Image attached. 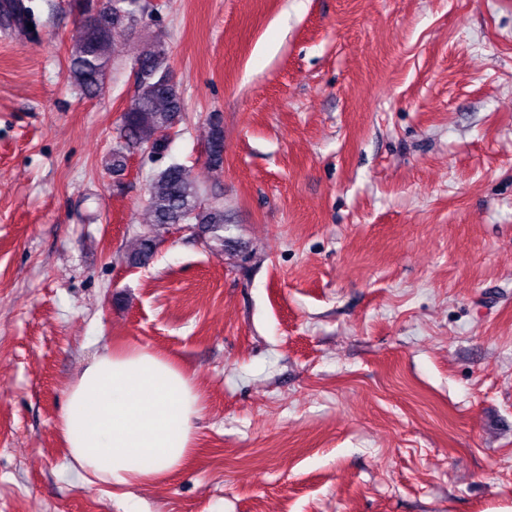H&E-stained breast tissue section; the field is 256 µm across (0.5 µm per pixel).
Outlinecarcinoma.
Returning <instances> with one entry per match:
<instances>
[{"instance_id":"1","label":"carcinoma","mask_w":512,"mask_h":512,"mask_svg":"<svg viewBox=\"0 0 512 512\" xmlns=\"http://www.w3.org/2000/svg\"><path fill=\"white\" fill-rule=\"evenodd\" d=\"M146 16L140 0H107L103 27H83L81 39L69 50L66 74L70 84L87 99L95 98L102 89L107 73L119 53L113 41L118 28L135 31ZM39 18L34 0H0V28L21 34L38 27ZM33 27H28V24ZM135 94L130 108L122 115L112 155L107 167L121 171L127 165V150L138 148L156 151L166 148L165 133L178 121L182 112L181 95L172 81L169 52L154 41L134 61ZM210 164L223 163L224 137L220 122L212 123L209 138ZM147 210L151 224L143 232L137 248L128 256L132 265H144L153 256L160 233L174 224L201 225L216 247L224 246V205L206 204L202 190L188 170L172 163L151 176L147 184Z\"/></svg>"}]
</instances>
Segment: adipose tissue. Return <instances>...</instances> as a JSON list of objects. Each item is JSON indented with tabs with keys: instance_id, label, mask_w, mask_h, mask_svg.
I'll list each match as a JSON object with an SVG mask.
<instances>
[{
	"instance_id": "adipose-tissue-1",
	"label": "adipose tissue",
	"mask_w": 512,
	"mask_h": 512,
	"mask_svg": "<svg viewBox=\"0 0 512 512\" xmlns=\"http://www.w3.org/2000/svg\"><path fill=\"white\" fill-rule=\"evenodd\" d=\"M203 409L172 356L106 347L70 385L56 428L78 469L122 491L167 481L183 467Z\"/></svg>"
}]
</instances>
